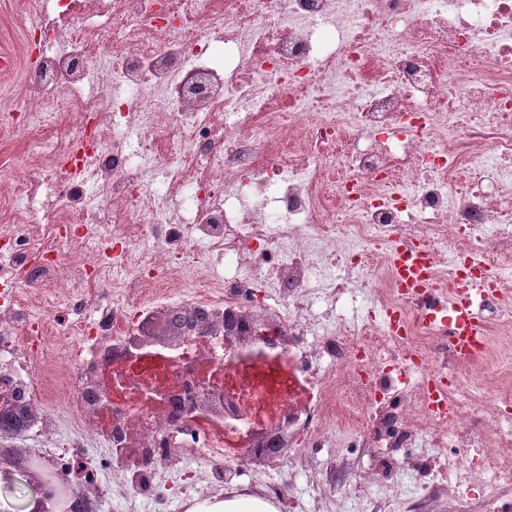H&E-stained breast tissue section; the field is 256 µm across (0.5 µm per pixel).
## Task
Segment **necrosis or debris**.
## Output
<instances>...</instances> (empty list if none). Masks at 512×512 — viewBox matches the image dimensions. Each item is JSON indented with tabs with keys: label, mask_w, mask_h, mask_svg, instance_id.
Wrapping results in <instances>:
<instances>
[{
	"label": "necrosis or debris",
	"mask_w": 512,
	"mask_h": 512,
	"mask_svg": "<svg viewBox=\"0 0 512 512\" xmlns=\"http://www.w3.org/2000/svg\"><path fill=\"white\" fill-rule=\"evenodd\" d=\"M26 28L0 137L28 135L0 202V413L14 400L46 453L105 432L233 483L259 442L360 434L370 479L424 484L401 512H471L512 493V0H60ZM104 16L111 27L92 26ZM40 58L36 72L27 60ZM112 90L84 86L103 55ZM97 116L74 157L63 116ZM81 182L55 198L66 166ZM435 280L481 272L484 334L448 350L402 289L392 250ZM109 284L95 318L88 295ZM183 302L216 324L173 346L138 317ZM68 315L52 329L46 304ZM190 365L232 412L171 430ZM68 407L70 436L51 403ZM434 434L448 465L402 448Z\"/></svg>",
	"instance_id": "4bbe7bcc"
}]
</instances>
